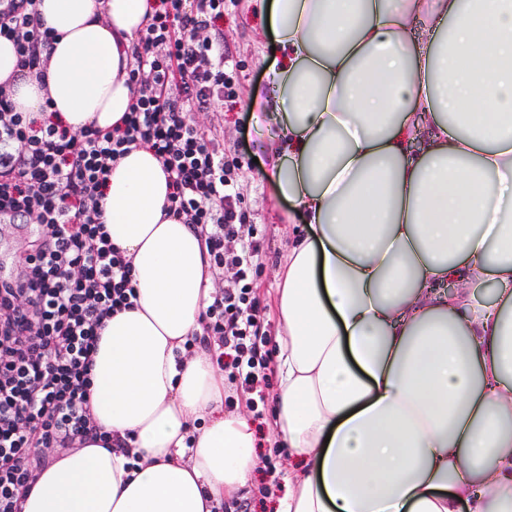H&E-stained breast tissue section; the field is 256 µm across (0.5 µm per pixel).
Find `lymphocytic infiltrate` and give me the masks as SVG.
<instances>
[{"label":"lymphocytic infiltrate","instance_id":"1","mask_svg":"<svg viewBox=\"0 0 512 512\" xmlns=\"http://www.w3.org/2000/svg\"><path fill=\"white\" fill-rule=\"evenodd\" d=\"M39 2L0 0V38L17 56L0 81V224L40 230L16 275L0 279V512H22L24 493L53 459L90 443L130 453L96 424L90 398L105 321L137 304L131 261L101 220L112 168L132 149L148 147L159 161L166 217L205 237L213 301L185 350H208L250 394L258 419L272 342L254 288L264 235L243 206L242 163L218 149L219 127L196 118L230 88L229 56L215 35L224 0H156L124 49L133 103L121 126L76 133L14 102L18 81L48 86L57 33Z\"/></svg>","mask_w":512,"mask_h":512}]
</instances>
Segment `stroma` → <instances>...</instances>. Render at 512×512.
<instances>
[{
  "mask_svg": "<svg viewBox=\"0 0 512 512\" xmlns=\"http://www.w3.org/2000/svg\"><path fill=\"white\" fill-rule=\"evenodd\" d=\"M224 46L230 52L233 65L229 69L234 96L226 100L221 114H200L204 124L222 120L224 151L242 157L247 166L241 172L245 204L254 223L263 225L267 235L268 258L256 281V289L266 308L270 332H277L279 322L274 307L276 281L274 269L288 246L295 229L291 220L292 205L276 196L274 189L261 176L257 159L262 152L258 136L251 124L248 103L265 87V70L272 55V42L260 11V0H227L224 6ZM256 452L260 459L240 493L241 499L251 501L250 512H276L279 487L288 474V451L274 430L272 414H265L264 429L256 435ZM276 456L275 470H268L265 459Z\"/></svg>",
  "mask_w": 512,
  "mask_h": 512,
  "instance_id": "stroma-1",
  "label": "stroma"
}]
</instances>
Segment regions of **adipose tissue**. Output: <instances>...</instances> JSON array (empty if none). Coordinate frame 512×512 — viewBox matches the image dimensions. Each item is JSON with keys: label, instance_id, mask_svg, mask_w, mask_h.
I'll return each mask as SVG.
<instances>
[{"label": "adipose tissue", "instance_id": "adipose-tissue-1", "mask_svg": "<svg viewBox=\"0 0 512 512\" xmlns=\"http://www.w3.org/2000/svg\"><path fill=\"white\" fill-rule=\"evenodd\" d=\"M154 0H42L48 89L72 130L128 112L117 37ZM105 10L107 22L96 18ZM267 96L249 103L263 178L301 223L275 271L274 427L294 469L277 512H512V0H265ZM151 151L113 167L102 220L134 309L92 370L97 445L55 460L22 512H212L257 464L209 352L204 240L164 218ZM492 283L476 302L474 285Z\"/></svg>", "mask_w": 512, "mask_h": 512}]
</instances>
